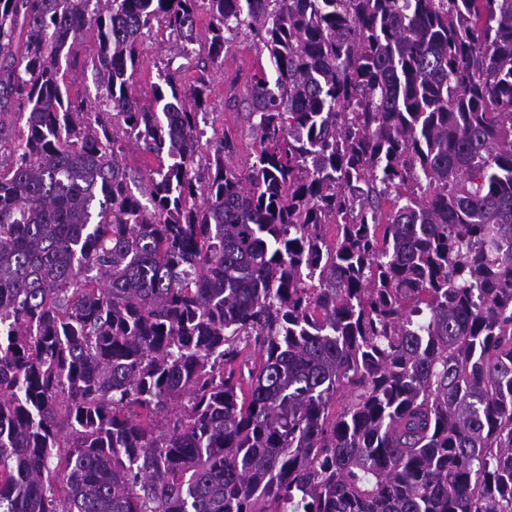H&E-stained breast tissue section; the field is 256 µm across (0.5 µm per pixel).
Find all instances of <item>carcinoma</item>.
Masks as SVG:
<instances>
[{
    "mask_svg": "<svg viewBox=\"0 0 512 512\" xmlns=\"http://www.w3.org/2000/svg\"><path fill=\"white\" fill-rule=\"evenodd\" d=\"M7 108L0 512H512V0H0ZM168 36L157 28L152 30H144L142 41L147 49L144 57L142 68L133 78L135 89L138 92L147 93L150 84L157 81V66L160 67L161 61H165L167 57H171L170 46L171 41H167ZM96 45L90 34L84 38L80 49V62L78 66L67 73V81L70 85V93L73 96H80L88 100L97 99L98 79L95 69L92 67L91 59L95 56ZM255 62V51L245 43L236 44L230 48V51L224 57V65L218 67L211 77V95L210 108L213 110V125L216 134H213L212 128H208V137H219L224 128H231L238 133L239 152L235 159L236 165L244 167L249 159V153L252 152L254 140L251 137L248 124L245 118L246 112H235L224 110V73L234 75L240 73L245 77L251 70Z\"/></svg>",
    "mask_w": 512,
    "mask_h": 512,
    "instance_id": "cac0c4a2",
    "label": "carcinoma"
}]
</instances>
